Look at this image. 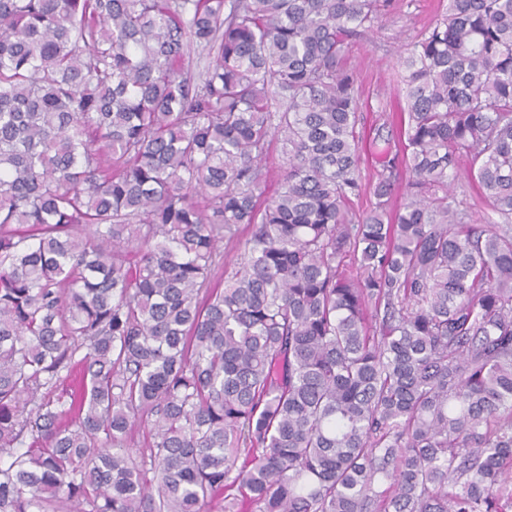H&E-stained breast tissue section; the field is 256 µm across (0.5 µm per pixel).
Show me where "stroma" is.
I'll return each mask as SVG.
<instances>
[{
	"label": "stroma",
	"mask_w": 512,
	"mask_h": 512,
	"mask_svg": "<svg viewBox=\"0 0 512 512\" xmlns=\"http://www.w3.org/2000/svg\"><path fill=\"white\" fill-rule=\"evenodd\" d=\"M442 5V0H390L380 22L350 41L346 56L361 94L358 129L365 137L374 136L402 102L399 56L433 25Z\"/></svg>",
	"instance_id": "1"
}]
</instances>
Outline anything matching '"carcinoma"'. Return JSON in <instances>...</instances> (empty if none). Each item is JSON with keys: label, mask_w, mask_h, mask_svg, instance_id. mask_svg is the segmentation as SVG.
<instances>
[{"label": "carcinoma", "mask_w": 512, "mask_h": 512, "mask_svg": "<svg viewBox=\"0 0 512 512\" xmlns=\"http://www.w3.org/2000/svg\"><path fill=\"white\" fill-rule=\"evenodd\" d=\"M385 7L0 0V512H512V0L400 57L353 220ZM377 169H379V166L375 159L371 156L368 157L367 155L365 158L363 157V161L361 163V177L364 189L359 197L352 199L353 204L351 206V213L353 219L355 217L358 218L359 215L369 211L375 202L371 187L375 181ZM454 194L458 208L467 211L474 222L480 223L488 215H492L487 200L481 195L477 186L470 181L464 170L455 181Z\"/></svg>", "instance_id": "carcinoma-1"}]
</instances>
